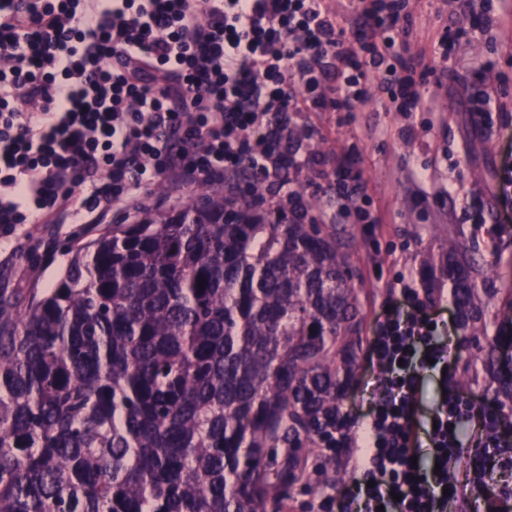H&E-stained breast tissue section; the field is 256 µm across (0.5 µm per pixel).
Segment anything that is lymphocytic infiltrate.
<instances>
[{"label": "lymphocytic infiltrate", "instance_id": "f902f5d3", "mask_svg": "<svg viewBox=\"0 0 512 512\" xmlns=\"http://www.w3.org/2000/svg\"><path fill=\"white\" fill-rule=\"evenodd\" d=\"M347 23L327 0H0V231L21 224H102L112 209L139 212L144 191L250 179L269 201L301 214L297 189L314 154L284 156L299 112H428L423 93L447 80L448 60L483 40L491 21L460 12L430 52L411 50L410 0H350ZM357 147L336 154V209L319 220L377 224ZM403 275L369 341L384 373L364 419L328 429L322 453L347 451L357 476L343 495L323 493L311 512H448L464 432L482 415L475 485L512 471V430L485 406L441 383L421 419L424 373L451 370L431 310L432 292ZM430 468H416L421 446ZM480 456V457H481Z\"/></svg>", "mask_w": 512, "mask_h": 512}]
</instances>
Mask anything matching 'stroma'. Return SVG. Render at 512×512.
<instances>
[{
  "instance_id": "obj_1",
  "label": "stroma",
  "mask_w": 512,
  "mask_h": 512,
  "mask_svg": "<svg viewBox=\"0 0 512 512\" xmlns=\"http://www.w3.org/2000/svg\"><path fill=\"white\" fill-rule=\"evenodd\" d=\"M492 3L498 23L490 33V44L455 47L448 64L461 79L426 88L432 111L383 112L370 102L351 117L343 112H306L300 117L306 132L296 141V149L323 156L326 167L335 166L337 148L357 146L370 207L382 219L376 226L344 227L352 237V262L358 275L355 286L364 312L363 338L373 336L395 281L409 272L416 287H423L425 260H447L452 243L485 258L478 288L487 323L497 320L504 291L512 289V223L496 221L498 210L512 209V196L499 194L504 155L512 148V96L503 99V109L494 113L490 132L483 133L472 125L466 93L474 85L493 90L501 78L512 83V0ZM414 6L419 21L412 41L422 50L440 36L462 4L460 0H415ZM421 170L427 177L420 181L415 174ZM475 199L484 205L481 224L468 218ZM126 221L125 214L115 210L108 224L91 230L82 224L29 225V232L45 248L22 257V266L29 270L23 278L5 264L14 236L0 233V288L53 287L78 248ZM450 341L455 345L451 384L498 406L495 385L482 362L466 359L461 350V328H454ZM378 376L367 347H360L358 370L344 400L352 416L368 412ZM353 476L344 456H337L324 480L294 494L284 512H308L320 491L339 493Z\"/></svg>"
}]
</instances>
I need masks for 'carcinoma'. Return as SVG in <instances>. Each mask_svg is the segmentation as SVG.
<instances>
[{"label": "carcinoma", "instance_id": "cac0c4a2", "mask_svg": "<svg viewBox=\"0 0 512 512\" xmlns=\"http://www.w3.org/2000/svg\"><path fill=\"white\" fill-rule=\"evenodd\" d=\"M317 210L200 194L76 250L53 288H0V512H267L308 488L363 321ZM474 264L453 249L443 275L512 400V289L491 335Z\"/></svg>", "mask_w": 512, "mask_h": 512}]
</instances>
